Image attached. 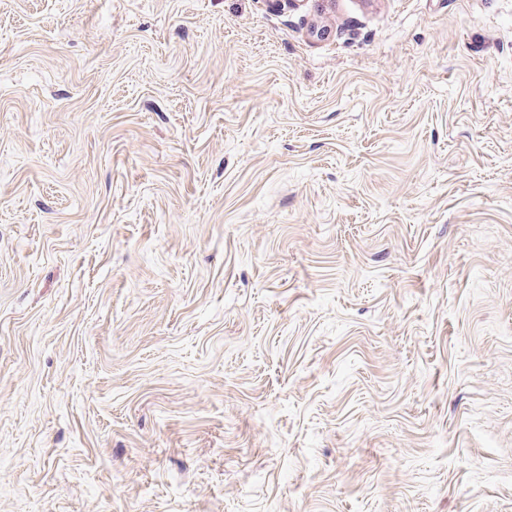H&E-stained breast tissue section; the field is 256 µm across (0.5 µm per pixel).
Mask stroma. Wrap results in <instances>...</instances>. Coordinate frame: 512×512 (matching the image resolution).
<instances>
[{
	"label": "stroma",
	"mask_w": 512,
	"mask_h": 512,
	"mask_svg": "<svg viewBox=\"0 0 512 512\" xmlns=\"http://www.w3.org/2000/svg\"><path fill=\"white\" fill-rule=\"evenodd\" d=\"M0 512H512V0H0Z\"/></svg>",
	"instance_id": "1"
}]
</instances>
